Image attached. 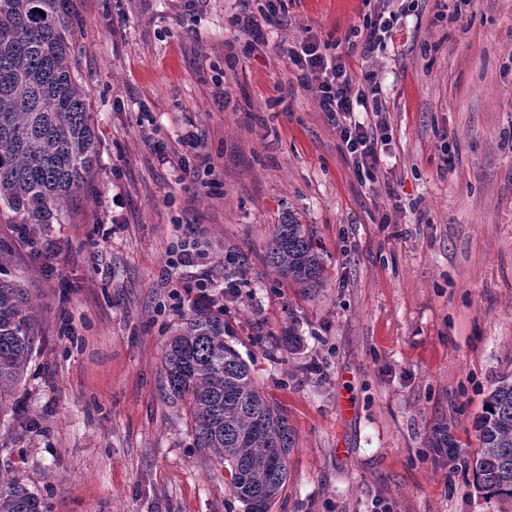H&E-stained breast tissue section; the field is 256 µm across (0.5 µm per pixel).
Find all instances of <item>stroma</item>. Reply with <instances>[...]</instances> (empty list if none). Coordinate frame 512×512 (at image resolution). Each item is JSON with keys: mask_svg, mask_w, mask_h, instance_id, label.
I'll use <instances>...</instances> for the list:
<instances>
[{"mask_svg": "<svg viewBox=\"0 0 512 512\" xmlns=\"http://www.w3.org/2000/svg\"><path fill=\"white\" fill-rule=\"evenodd\" d=\"M410 3L351 63L376 72L388 120L370 180L281 47L313 34L344 52L380 0H288L248 53L233 22L256 0H78L99 161L34 240L0 223L36 337L0 407V473L50 512H243L165 390L164 345L192 310L163 277L184 226L213 278L239 282L224 337L294 431L270 512H512L472 470L483 401L512 368V0ZM288 215L325 251L311 295L262 261ZM442 436L457 460L435 453Z\"/></svg>", "mask_w": 512, "mask_h": 512, "instance_id": "stroma-1", "label": "stroma"}]
</instances>
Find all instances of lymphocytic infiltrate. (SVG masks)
I'll return each mask as SVG.
<instances>
[{"label": "lymphocytic infiltrate", "mask_w": 512, "mask_h": 512, "mask_svg": "<svg viewBox=\"0 0 512 512\" xmlns=\"http://www.w3.org/2000/svg\"><path fill=\"white\" fill-rule=\"evenodd\" d=\"M287 14L286 0H264L258 11L243 13L237 19V38L245 48L264 41L267 31L282 25ZM393 28L385 16L364 19L354 28L345 52L328 54L317 37L284 47L283 52L297 71L300 85L313 91L318 107L333 125L355 167L374 174L387 144V121L379 101V86L374 71L363 73V83H354L350 57L369 60L381 38ZM176 263L193 269L189 298L193 303L223 309L224 300L233 293L231 283L220 284L199 265V254L190 238H182L174 249Z\"/></svg>", "instance_id": "lymphocytic-infiltrate-1"}]
</instances>
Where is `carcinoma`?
<instances>
[{
	"label": "carcinoma",
	"mask_w": 512,
	"mask_h": 512,
	"mask_svg": "<svg viewBox=\"0 0 512 512\" xmlns=\"http://www.w3.org/2000/svg\"><path fill=\"white\" fill-rule=\"evenodd\" d=\"M75 0H0V216L52 224L91 179L95 122L73 75ZM306 294L322 286L324 258L304 225H273L262 256ZM23 289L0 281V405L23 379L35 345ZM224 320L199 307L163 356L169 398L193 423L196 447L224 464L243 512H270L288 479L293 432L224 339ZM474 477L486 497L512 501V370L493 383L477 424ZM0 512H49L45 495L0 478Z\"/></svg>",
	"instance_id": "obj_1"
}]
</instances>
